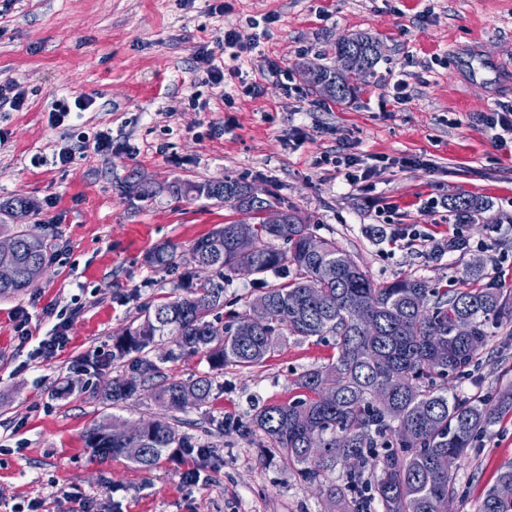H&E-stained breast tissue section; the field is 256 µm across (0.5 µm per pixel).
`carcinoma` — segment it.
Returning <instances> with one entry per match:
<instances>
[{
  "label": "carcinoma",
  "instance_id": "carcinoma-1",
  "mask_svg": "<svg viewBox=\"0 0 512 512\" xmlns=\"http://www.w3.org/2000/svg\"><path fill=\"white\" fill-rule=\"evenodd\" d=\"M374 43L366 34L336 41V54L356 53V62L370 72L376 58L368 55ZM359 73L348 69L334 100L343 101L355 90ZM305 82L321 92L336 74L322 68ZM246 184L224 178V190L203 194L239 213ZM474 196L448 198V210L463 222L484 210ZM286 223L262 224L251 218V232L237 233L226 224L197 240L191 254L199 270L211 276L182 283L185 294L141 310L138 325L113 337L112 360L129 359L147 377L120 376L107 383L101 399L114 407L145 391L166 409L200 406L210 398L212 378L205 374L180 380L161 365L183 353H201L213 370L226 366L252 367L264 362L289 336L336 338V359L303 372L296 379L300 397L270 403L240 424L242 435L260 434L293 466L302 480L320 487L324 512H371L376 501L383 512H448L455 494L453 467L474 438L496 420V410H512V389L500 394L497 409L480 401H462L437 384L467 368L478 358L488 339V328L512 322V289L483 279L479 266L463 273L462 288L440 290L423 279L401 277L377 285L349 252L323 240L319 253L307 249L313 237L298 210L286 208ZM0 237L16 243L9 260L18 269L16 280L0 284V297L26 291L49 264L45 239L33 236L23 224H1ZM177 247L162 245L148 262L161 268L175 266ZM246 263L262 284L251 307L263 308L265 322L252 324L242 314L223 322L224 284L228 274ZM458 321L468 323L467 336L455 335ZM172 344L158 363L141 358L156 346ZM121 425L104 415L89 430L87 447L100 458L126 456L128 448L144 453L131 460L143 470L154 468L174 448H192L191 437L159 417L139 428ZM320 448L312 456L308 448ZM503 484L512 485V464L499 473L486 492L478 512H512V498L497 497Z\"/></svg>",
  "mask_w": 512,
  "mask_h": 512
}]
</instances>
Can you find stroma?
<instances>
[{
	"mask_svg": "<svg viewBox=\"0 0 512 512\" xmlns=\"http://www.w3.org/2000/svg\"><path fill=\"white\" fill-rule=\"evenodd\" d=\"M228 30L240 44L225 45ZM358 33L379 41L381 56L348 99H323L303 65L335 67L338 38ZM205 49L223 66L221 84L197 64ZM5 79L26 101L0 109V197L33 200L25 222L58 255L32 288L0 298V512H322L318 488L236 424L295 399V379L335 359L331 336L289 338L250 368L213 371L203 355L182 356L163 371L209 373L207 404L170 412L144 393L116 408L132 424L168 417L209 448L203 460L178 454L142 470L85 444L107 412L102 386L130 372L110 358L113 337L145 304L179 295L194 241L239 218L213 200L172 196L171 182L231 177L262 187L379 285L412 276L458 288L478 262L486 279L512 288V143L500 145L485 121L512 104V0H0ZM255 81L261 94H246ZM78 96L92 106L52 124L55 101ZM102 132L111 152L86 149ZM65 146L71 162L55 163ZM37 153L46 164H31ZM340 153L357 156L368 180L347 181ZM455 193L489 207L458 224L447 207ZM408 224L424 240L392 242ZM456 232L466 250H449ZM165 243L176 245L178 267L148 263ZM18 307L32 317L23 344ZM47 307L75 316L68 344L42 359ZM489 335L448 391L492 406L512 386V323ZM511 462L512 412L458 461L448 512H477ZM194 465L201 480L190 485L184 472Z\"/></svg>",
	"mask_w": 512,
	"mask_h": 512,
	"instance_id": "stroma-1",
	"label": "stroma"
}]
</instances>
